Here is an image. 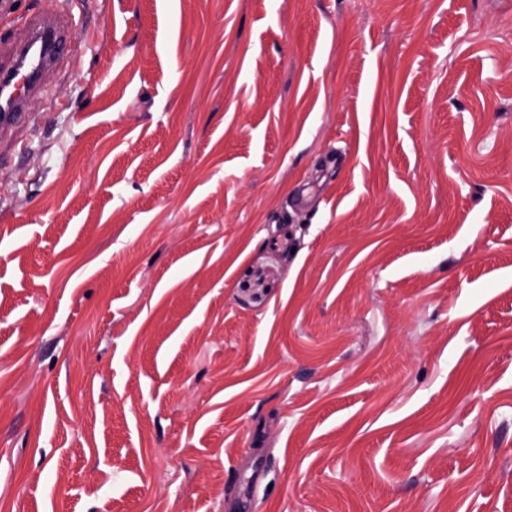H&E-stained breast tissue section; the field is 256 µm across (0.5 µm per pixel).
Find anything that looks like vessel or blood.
Wrapping results in <instances>:
<instances>
[{"label":"vessel or blood","mask_w":512,"mask_h":512,"mask_svg":"<svg viewBox=\"0 0 512 512\" xmlns=\"http://www.w3.org/2000/svg\"><path fill=\"white\" fill-rule=\"evenodd\" d=\"M55 16V11L50 9L23 24L25 51L14 54L12 65L17 80L9 88L7 100L0 101V138L22 125L27 99L41 88L42 70L68 53L71 41Z\"/></svg>","instance_id":"vessel-or-blood-1"}]
</instances>
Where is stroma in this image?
<instances>
[{"mask_svg":"<svg viewBox=\"0 0 512 512\" xmlns=\"http://www.w3.org/2000/svg\"><path fill=\"white\" fill-rule=\"evenodd\" d=\"M58 2L0 512H512V0Z\"/></svg>","mask_w":512,"mask_h":512,"instance_id":"1","label":"stroma"}]
</instances>
